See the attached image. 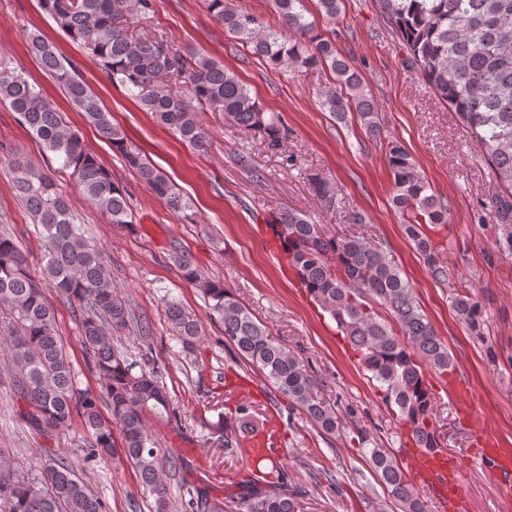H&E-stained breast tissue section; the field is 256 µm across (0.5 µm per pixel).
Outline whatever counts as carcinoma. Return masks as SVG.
Here are the masks:
<instances>
[{
  "label": "carcinoma",
  "instance_id": "cac0c4a2",
  "mask_svg": "<svg viewBox=\"0 0 512 512\" xmlns=\"http://www.w3.org/2000/svg\"><path fill=\"white\" fill-rule=\"evenodd\" d=\"M41 2L58 28L83 46L111 83L130 91L141 110L193 149L204 152L209 147L198 117L204 107L224 113L240 128L263 131L270 148L280 147L284 135L280 116L265 111L221 61L202 53L187 56L161 38L130 31L131 17L149 14L151 0H81L76 8L67 0ZM206 2L212 19L269 66L290 71L329 66L339 87L319 94L321 106L341 123L353 114L369 134H379L378 112L362 78L306 18L305 0H273L276 28L263 16L236 8L233 0ZM376 2L425 84L453 108L492 162L503 190L492 200L493 207L511 215L512 0ZM28 50L157 197L175 213L190 208L167 176L132 145L126 131L112 123L98 95L53 43L33 33ZM170 78L183 79V88L172 89ZM0 100L9 103L43 148L71 170L83 195L109 223L133 224L124 187L87 151L47 96L21 74L3 69ZM387 163L393 182L392 204L406 235L434 280L448 285L451 307L469 336L495 359L488 342V317L479 297L469 288L456 286L454 270L434 238L448 223V207L429 193L427 180L396 140L387 143ZM9 168L18 196L46 242L43 278L37 279L18 238L0 230V310L13 320V327L0 336V345H7L22 375L23 398L29 406L22 417L31 428L46 434L70 427L73 412L79 411L90 435L86 458L121 457L134 469L142 490L154 497L155 512H172L162 473L166 466L177 468L181 459L160 448L145 412L173 417L176 412L157 372L136 368L113 345L117 336L148 335L149 326L133 320L128 301L114 290L102 249L75 223L52 177L19 160L11 161ZM311 184L321 203L333 204V185L319 175L311 177ZM276 222L301 284L335 320L362 368L380 384L385 404L397 407L400 420L420 447L429 451L440 447L428 374L447 376L453 361L392 255L360 236H330L305 212L286 208ZM176 263L182 278L199 288L212 316L224 326V338L285 397L288 409L302 411L327 435L340 431L343 420L336 405L324 398L304 360L272 336L223 282L210 278L190 255L179 254ZM48 285L79 312L87 368L101 383L98 392L75 385L54 311L43 294ZM380 307L391 313L398 330L381 319ZM164 317L182 350L194 353L203 341L194 311L172 299L165 303ZM102 402L109 406V420L100 412ZM114 425L120 430L119 449ZM368 454L369 468L401 512H427L396 458L381 448H370ZM41 469L43 490L29 484L19 464L0 453V502L7 512H106L103 502L65 458L48 454ZM238 487L239 512H301V492L291 488L288 473L280 467L272 482L260 463L248 464ZM187 494V512H224V503L204 486H191Z\"/></svg>",
  "mask_w": 512,
  "mask_h": 512
}]
</instances>
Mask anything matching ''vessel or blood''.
<instances>
[{"label":"vessel or blood","instance_id":"obj_1","mask_svg":"<svg viewBox=\"0 0 512 512\" xmlns=\"http://www.w3.org/2000/svg\"><path fill=\"white\" fill-rule=\"evenodd\" d=\"M450 392L456 401L459 421L473 424L478 412L475 409L465 384L454 380L450 383ZM406 449L403 459L417 485L432 495L439 512H464L465 493L461 482V468L456 459L449 457L444 450L428 452L414 445L413 436H406ZM474 454L477 458L488 460L501 479V493L504 499L512 498V451L497 447L487 436L475 438Z\"/></svg>","mask_w":512,"mask_h":512}]
</instances>
